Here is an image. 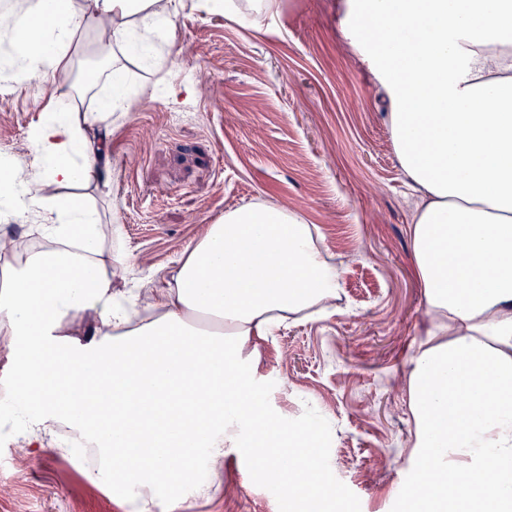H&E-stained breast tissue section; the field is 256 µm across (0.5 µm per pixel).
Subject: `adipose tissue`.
Returning <instances> with one entry per match:
<instances>
[{
  "instance_id": "obj_1",
  "label": "adipose tissue",
  "mask_w": 512,
  "mask_h": 512,
  "mask_svg": "<svg viewBox=\"0 0 512 512\" xmlns=\"http://www.w3.org/2000/svg\"><path fill=\"white\" fill-rule=\"evenodd\" d=\"M281 0H206L257 23ZM339 25L381 88L393 147L418 194L411 258L426 305V342L412 361L409 409L420 488L409 512H512V0H337ZM107 22V57L158 59L170 23L159 0H26L0 13L1 69L41 78L74 32ZM95 116L57 95L34 134L42 182L100 187L107 148ZM45 211L41 236L59 248L10 267L0 338L16 385V429L28 441L67 418L99 445L126 512H176L208 493L228 447L247 449L282 494L283 512L340 494L321 482V448L290 451L247 347L288 321L333 309L334 264L319 229L285 207L250 201L226 211L189 247L140 318L112 289L118 260L102 246L99 212L0 180V212ZM92 314L94 340L63 336ZM248 435H241L242 423ZM488 480L483 493L462 478Z\"/></svg>"
}]
</instances>
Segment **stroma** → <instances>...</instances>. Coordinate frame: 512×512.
Returning a JSON list of instances; mask_svg holds the SVG:
<instances>
[{
    "mask_svg": "<svg viewBox=\"0 0 512 512\" xmlns=\"http://www.w3.org/2000/svg\"><path fill=\"white\" fill-rule=\"evenodd\" d=\"M336 0H282L250 27L182 0L161 65L125 62V111L103 121L107 184L36 180L35 128L54 92L98 111L107 67L100 30L72 37L46 79L0 80V159L42 195L90 201L120 225L112 286L148 298L164 287L206 225L245 201L288 207L316 225L346 301L260 340L256 380L294 431H321L324 480L343 492L336 512H405L402 487L419 470L408 408L411 361L426 306L411 262L415 193L396 157L381 90L341 34ZM0 407V512H124L110 477L89 481L82 449L32 448ZM254 460L228 449L209 495L181 512H279Z\"/></svg>",
    "mask_w": 512,
    "mask_h": 512,
    "instance_id": "obj_1",
    "label": "stroma"
}]
</instances>
